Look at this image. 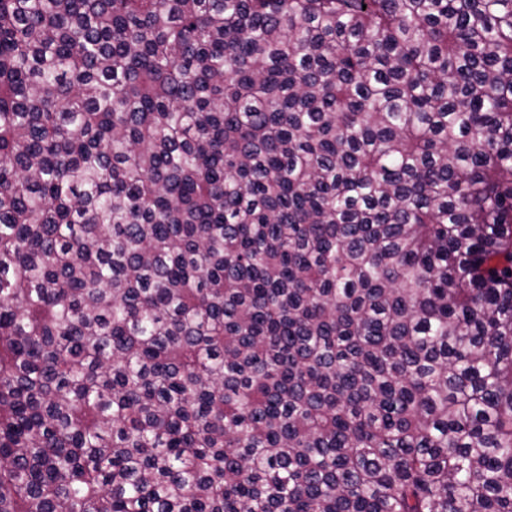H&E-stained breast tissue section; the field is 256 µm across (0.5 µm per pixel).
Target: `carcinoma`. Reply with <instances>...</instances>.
<instances>
[{"mask_svg":"<svg viewBox=\"0 0 512 512\" xmlns=\"http://www.w3.org/2000/svg\"><path fill=\"white\" fill-rule=\"evenodd\" d=\"M0 512H512V0H0Z\"/></svg>","mask_w":512,"mask_h":512,"instance_id":"obj_1","label":"carcinoma"}]
</instances>
